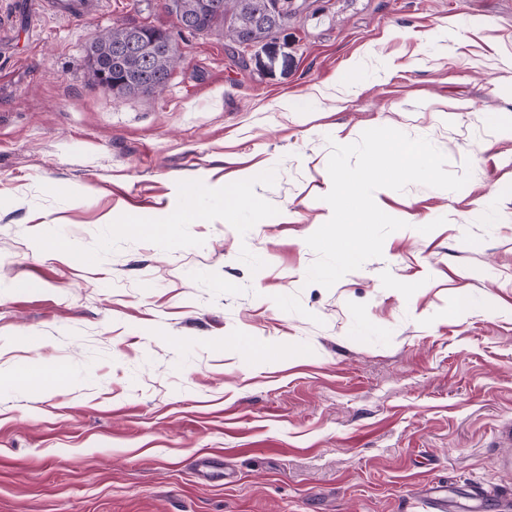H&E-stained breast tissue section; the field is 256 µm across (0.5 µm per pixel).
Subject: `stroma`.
Listing matches in <instances>:
<instances>
[{
  "label": "stroma",
  "instance_id": "stroma-1",
  "mask_svg": "<svg viewBox=\"0 0 512 512\" xmlns=\"http://www.w3.org/2000/svg\"><path fill=\"white\" fill-rule=\"evenodd\" d=\"M292 4L242 48L159 0H0V512H467L472 481L512 512V0ZM116 21L179 43L162 92L95 82ZM384 126L470 179L377 190L405 228L307 282L331 146ZM12 379L28 389L45 392L62 380V373L56 367L43 366L34 371L15 372Z\"/></svg>",
  "mask_w": 512,
  "mask_h": 512
}]
</instances>
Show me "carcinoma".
Instances as JSON below:
<instances>
[{"mask_svg": "<svg viewBox=\"0 0 512 512\" xmlns=\"http://www.w3.org/2000/svg\"><path fill=\"white\" fill-rule=\"evenodd\" d=\"M178 22L203 33L221 31L242 46L262 41L293 16L290 0H172ZM98 84L117 97L163 90L181 56L168 31L115 23L88 48Z\"/></svg>", "mask_w": 512, "mask_h": 512, "instance_id": "carcinoma-1", "label": "carcinoma"}]
</instances>
